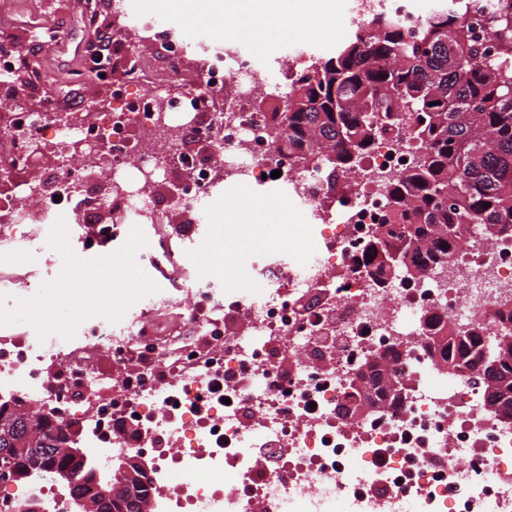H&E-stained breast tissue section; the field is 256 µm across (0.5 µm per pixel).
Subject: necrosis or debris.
<instances>
[{
	"label": "necrosis or debris",
	"instance_id": "4bbe7bcc",
	"mask_svg": "<svg viewBox=\"0 0 512 512\" xmlns=\"http://www.w3.org/2000/svg\"><path fill=\"white\" fill-rule=\"evenodd\" d=\"M417 35L412 0H346L348 33L379 15ZM151 50L113 40L112 109L68 127L47 111L15 103L0 112V187L15 203L0 208V252H40L41 269L0 268V391L29 395L36 408L80 416L84 445L100 464L153 447L158 458L150 512H512V425L482 399L471 368L445 378L433 364L427 318L462 334L494 335V306L512 305V237L485 239L465 226L443 269L399 276L380 286L362 270L375 225L389 221L392 180L414 158L409 127L377 141L363 164L337 173L300 170L280 156L256 98L274 105L298 58L283 54L264 68L234 40L210 50L186 80L183 39L147 14ZM181 91H173L178 80ZM74 142L69 174L41 189L34 171L41 145ZM107 156L116 188L112 221L86 231L98 200L80 188L87 161ZM186 172L177 206L204 216L218 179L252 193L276 175L283 198L307 216L316 249L269 261L254 281L224 285L221 271L141 296L136 309L86 319L63 335L18 326L10 301L21 285L56 267L50 243L61 240L83 260L126 245L136 224L159 225L153 191L171 169ZM243 322L244 332L232 323ZM391 356L393 380L406 389L357 418L340 406L356 401L359 368ZM221 395H213V387ZM137 418L131 445L114 423ZM47 512H68L69 495L46 478L0 499L24 512L28 498Z\"/></svg>",
	"mask_w": 512,
	"mask_h": 512
}]
</instances>
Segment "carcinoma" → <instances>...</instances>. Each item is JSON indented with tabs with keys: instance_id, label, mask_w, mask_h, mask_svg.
Here are the masks:
<instances>
[{
	"instance_id": "cac0c4a2",
	"label": "carcinoma",
	"mask_w": 512,
	"mask_h": 512,
	"mask_svg": "<svg viewBox=\"0 0 512 512\" xmlns=\"http://www.w3.org/2000/svg\"><path fill=\"white\" fill-rule=\"evenodd\" d=\"M465 3L427 15L420 35L409 38L390 18L356 33L318 62L301 63L282 96L288 111L270 113L269 133L278 151L297 164L351 170L394 125L396 108L415 115V162L391 191L390 224L376 225L363 268L377 283L394 272L388 261L406 255L405 274L445 262L459 246L467 224L490 238L512 237V0H501L490 32L493 52L482 47L467 21ZM499 334L464 336L437 321L439 359L461 370L491 352L494 383L488 401L512 414V310L498 312ZM369 399L392 390L389 370L373 367L366 377ZM19 432L40 450L45 474L65 466L69 448L48 433L42 413L18 415L0 404L3 434ZM150 493L139 500L92 503L88 512H147Z\"/></svg>"
}]
</instances>
